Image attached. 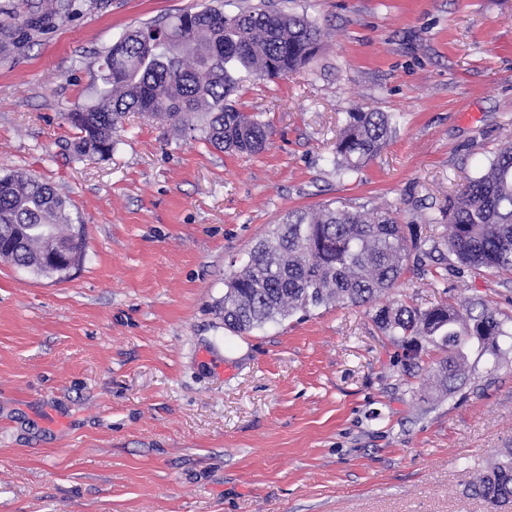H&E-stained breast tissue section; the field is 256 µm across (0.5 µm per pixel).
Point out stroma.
<instances>
[{
  "mask_svg": "<svg viewBox=\"0 0 512 512\" xmlns=\"http://www.w3.org/2000/svg\"><path fill=\"white\" fill-rule=\"evenodd\" d=\"M266 2L327 34L305 70L243 76L264 151L128 114L104 159L72 157L64 115L96 101V60L128 31L212 0H83L0 49V175L51 183L86 228L60 281L0 262V512H486L478 469L512 448V355L466 349L437 395L369 307L332 306L239 335L214 306L285 212L385 207L439 234L448 200L512 143V0ZM394 118L354 172L348 113ZM394 296L512 318V274L408 270Z\"/></svg>",
  "mask_w": 512,
  "mask_h": 512,
  "instance_id": "obj_1",
  "label": "stroma"
}]
</instances>
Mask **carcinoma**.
Instances as JSON below:
<instances>
[{
	"mask_svg": "<svg viewBox=\"0 0 512 512\" xmlns=\"http://www.w3.org/2000/svg\"><path fill=\"white\" fill-rule=\"evenodd\" d=\"M78 0H39L25 14L5 12L0 36L40 31L78 11ZM324 33L305 16L253 6L236 14L206 6L169 22L147 24L117 41L98 61L104 88L95 104L65 114L79 131L76 159L112 153L114 135L129 112L161 124L197 131L214 149L254 155L266 147L267 124L239 110L230 96L239 74L286 76L318 57ZM393 133L386 112H352L336 142L339 169L355 171L374 158ZM444 231L423 238L390 208L353 210L325 205L288 212L251 250L248 261L225 283L217 311L224 326L248 333L276 318L319 307H374L373 320L403 350V366L420 368L427 346L443 352L433 371L435 386L452 391L462 379L463 348L476 342L499 361L507 322L486 308L436 305L421 309L383 298L409 263L448 267V256L465 267L512 273V144L448 201ZM69 245V264L85 255L83 225L48 183L31 175L0 176V260L38 274L67 278L43 258L54 244ZM489 512L512 507V448H503L470 485Z\"/></svg>",
	"mask_w": 512,
	"mask_h": 512,
	"instance_id": "cac0c4a2",
	"label": "carcinoma"
}]
</instances>
